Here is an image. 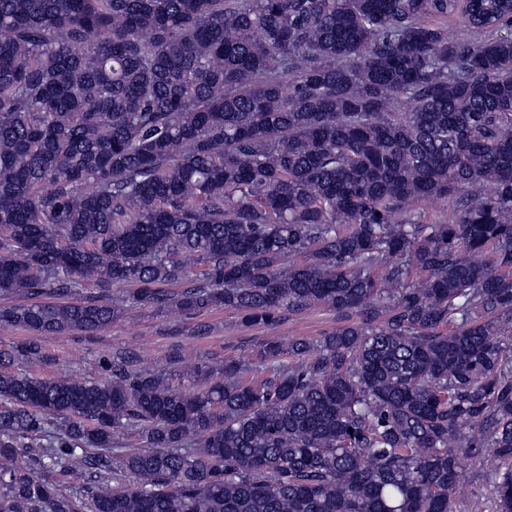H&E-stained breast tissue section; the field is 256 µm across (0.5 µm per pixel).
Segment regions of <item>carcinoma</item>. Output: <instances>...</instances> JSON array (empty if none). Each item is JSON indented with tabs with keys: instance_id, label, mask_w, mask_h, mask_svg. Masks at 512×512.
<instances>
[{
	"instance_id": "cac0c4a2",
	"label": "carcinoma",
	"mask_w": 512,
	"mask_h": 512,
	"mask_svg": "<svg viewBox=\"0 0 512 512\" xmlns=\"http://www.w3.org/2000/svg\"><path fill=\"white\" fill-rule=\"evenodd\" d=\"M0 295V512H512V0H0ZM131 304L347 324L9 370ZM414 213L421 222L431 223L448 214V203L436 200L420 201ZM468 475L465 495L456 502L455 512H496L497 503L491 481L487 476V466L481 458L464 462Z\"/></svg>"
}]
</instances>
